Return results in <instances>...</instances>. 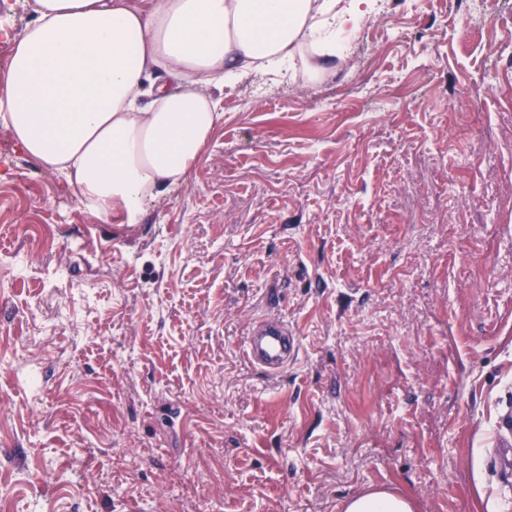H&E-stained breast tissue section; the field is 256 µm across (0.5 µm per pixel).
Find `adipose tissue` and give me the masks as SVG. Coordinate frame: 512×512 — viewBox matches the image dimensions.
<instances>
[{"label":"adipose tissue","instance_id":"obj_1","mask_svg":"<svg viewBox=\"0 0 512 512\" xmlns=\"http://www.w3.org/2000/svg\"><path fill=\"white\" fill-rule=\"evenodd\" d=\"M31 21L0 71V125L45 169L68 176L103 221L139 223L184 182L224 121L207 87L286 64L303 41L342 56L337 21L369 0H30ZM147 104H140L141 96ZM345 512H413L387 489Z\"/></svg>","mask_w":512,"mask_h":512}]
</instances>
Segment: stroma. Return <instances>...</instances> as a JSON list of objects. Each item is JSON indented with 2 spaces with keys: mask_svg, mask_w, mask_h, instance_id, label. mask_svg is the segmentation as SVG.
Segmentation results:
<instances>
[{
  "mask_svg": "<svg viewBox=\"0 0 512 512\" xmlns=\"http://www.w3.org/2000/svg\"><path fill=\"white\" fill-rule=\"evenodd\" d=\"M0 0V70L29 22ZM344 61L212 83L224 123L140 223L0 126L10 512H512V0H372ZM301 338L281 377L244 336ZM300 348L295 329L277 314L258 318L243 343L248 363L272 378L280 376L297 360ZM345 512H413L405 497L387 489H367L350 497Z\"/></svg>",
  "mask_w": 512,
  "mask_h": 512,
  "instance_id": "1",
  "label": "stroma"
}]
</instances>
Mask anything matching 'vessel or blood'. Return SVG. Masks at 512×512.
I'll return each mask as SVG.
<instances>
[{
  "label": "vessel or blood",
  "instance_id": "b4317fda",
  "mask_svg": "<svg viewBox=\"0 0 512 512\" xmlns=\"http://www.w3.org/2000/svg\"><path fill=\"white\" fill-rule=\"evenodd\" d=\"M300 348L295 329L276 314L258 318L243 343L248 363L272 378L280 376L297 360Z\"/></svg>",
  "mask_w": 512,
  "mask_h": 512
}]
</instances>
